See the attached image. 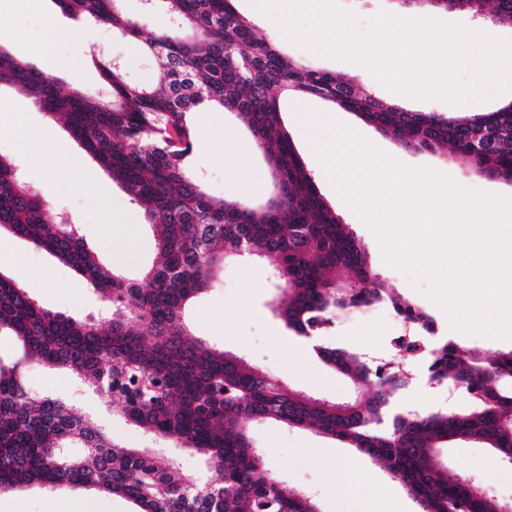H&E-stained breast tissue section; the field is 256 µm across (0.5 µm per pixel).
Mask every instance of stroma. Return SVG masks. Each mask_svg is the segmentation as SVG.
Masks as SVG:
<instances>
[{
  "label": "stroma",
  "mask_w": 512,
  "mask_h": 512,
  "mask_svg": "<svg viewBox=\"0 0 512 512\" xmlns=\"http://www.w3.org/2000/svg\"><path fill=\"white\" fill-rule=\"evenodd\" d=\"M56 11L53 0H0V46L57 79L62 87L90 94L103 91L98 70L78 46V21L62 18V25L72 28V35L46 43L44 15ZM280 47L285 53L331 71L384 100H404L401 93L376 85L374 76L360 65L331 58L294 40L281 41ZM1 99L10 102L11 112L7 121H0V154L12 157L23 178L54 211L76 224L88 249L101 263L126 277H138L155 253L154 231L143 224L139 204L112 183L79 148L60 120L39 110L10 86L0 87ZM280 111L307 171L316 170L317 156L303 130L305 114L321 111L343 124L360 128L364 137L407 166L448 168L453 172V180L464 188L512 197V183L478 176L443 150L431 153L403 149L355 113L321 99L284 97L280 100ZM14 122L41 129L42 142L36 154L18 151L10 128ZM193 130L195 147L189 163L210 195L227 199L246 197L256 203L271 197L273 185L267 164L254 151L251 134L234 114L205 113L203 120L194 121ZM228 141L246 154L256 181L253 194H244L239 186V171L233 159L224 154ZM65 154L74 159V168L50 176V169ZM1 253L6 259L0 263V272L15 278L41 307L80 317L103 314L104 304L99 296L71 268L46 252L5 232L0 234ZM370 262L375 272L402 297L433 317L442 335L450 334L445 314L426 297L423 289L414 288L404 273L381 263L378 257H371ZM273 271L274 262L269 257L255 258L246 264L238 259L227 262L214 287L188 310L198 335L212 345L247 357L296 389L333 401L352 399L355 392L350 382L319 357L308 356L300 336L289 331L273 313L272 303L279 295ZM404 327V322L386 308L375 307L365 313L335 317L328 334L337 345L396 360L408 372L412 383L399 397L402 410L466 408L469 400L463 390L428 386L420 358L391 345L392 336ZM24 381L31 396L73 400L82 410L98 415L115 439L135 447L147 444L146 435L113 420L105 399L84 388L68 372L31 365L24 371ZM248 431L264 456L265 473L288 485L312 490L320 512H388L389 502L375 498L360 482L364 473L382 482L399 500L400 512H418L417 504L386 471L340 441L275 422H252ZM439 458L450 476L472 478L501 500L512 501V466L501 462L490 449L476 442L456 440L440 449ZM72 494L69 487L4 490L0 491V512H50V499Z\"/></svg>",
  "instance_id": "obj_1"
}]
</instances>
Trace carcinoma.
I'll return each mask as SVG.
<instances>
[{
  "label": "carcinoma",
  "mask_w": 512,
  "mask_h": 512,
  "mask_svg": "<svg viewBox=\"0 0 512 512\" xmlns=\"http://www.w3.org/2000/svg\"><path fill=\"white\" fill-rule=\"evenodd\" d=\"M411 1L512 24V0ZM54 3L67 17L136 43L160 81L132 83L122 61L96 49L91 61L107 95L65 91L0 47V85L64 116L71 136L144 206L159 234L155 260L128 279L101 264L75 225L0 155V231L53 255L108 303L103 321L52 312L0 272V332L20 343L14 361L0 359V490L91 486L128 498L138 512H316L305 490L260 474L244 424L270 420L356 449L398 481L419 512H502L503 501L468 478H448L437 448L469 440L503 462L512 458V349L483 357L452 340L427 343L435 321L378 277L355 232L321 197L283 125L279 98L285 91L321 98L405 148L449 147L475 174L511 183L512 101L468 117L389 103L285 55L273 37H256L235 0H150L145 8L164 11L172 23L160 31L145 30L121 0ZM213 108L239 116L269 164L275 193L265 204L217 199L189 172L191 115ZM478 131L488 146L476 153L471 135ZM244 253L276 257L273 312L297 335L319 338L318 356L370 398H315L193 333L187 303L209 291L224 261ZM374 305L409 324L414 341L402 348L425 354L428 382L454 384L468 395V408L399 410L409 385L403 368L326 336L337 315ZM33 362L73 372L118 404L112 415L199 456L217 480L195 489L173 456L116 442L70 401L28 395L22 370Z\"/></svg>",
  "instance_id": "carcinoma-1"
}]
</instances>
